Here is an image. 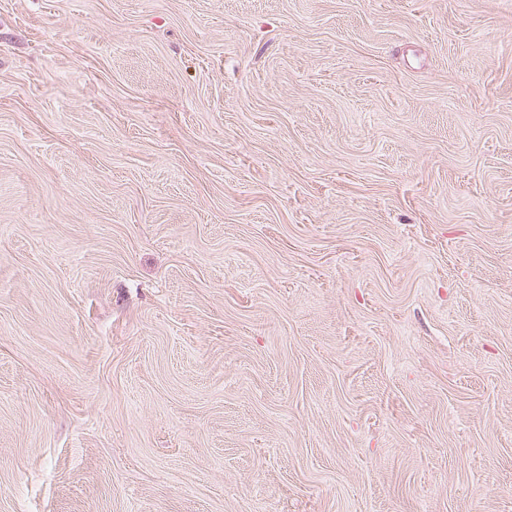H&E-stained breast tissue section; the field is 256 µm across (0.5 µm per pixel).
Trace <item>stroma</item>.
<instances>
[{"label": "stroma", "instance_id": "1", "mask_svg": "<svg viewBox=\"0 0 512 512\" xmlns=\"http://www.w3.org/2000/svg\"><path fill=\"white\" fill-rule=\"evenodd\" d=\"M0 512H512V0H0Z\"/></svg>", "mask_w": 512, "mask_h": 512}]
</instances>
